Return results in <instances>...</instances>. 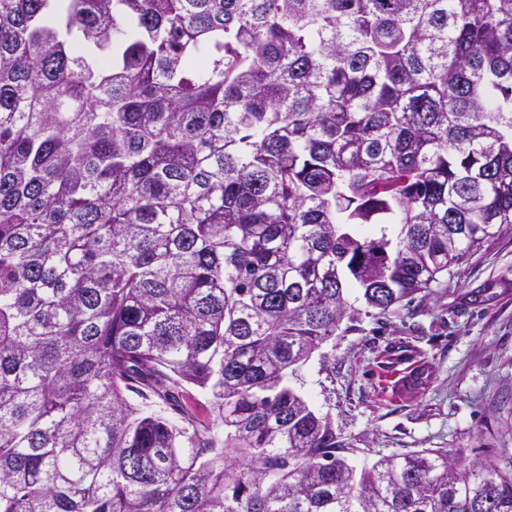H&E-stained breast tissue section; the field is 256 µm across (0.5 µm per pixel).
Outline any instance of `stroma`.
Here are the masks:
<instances>
[{
    "label": "stroma",
    "mask_w": 512,
    "mask_h": 512,
    "mask_svg": "<svg viewBox=\"0 0 512 512\" xmlns=\"http://www.w3.org/2000/svg\"><path fill=\"white\" fill-rule=\"evenodd\" d=\"M425 387H406L417 367ZM356 464L444 448L512 456V229L425 295L344 319L294 378Z\"/></svg>",
    "instance_id": "stroma-1"
}]
</instances>
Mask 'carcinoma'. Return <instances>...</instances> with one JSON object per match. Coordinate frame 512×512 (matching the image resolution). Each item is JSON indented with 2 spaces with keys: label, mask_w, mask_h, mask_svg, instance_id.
<instances>
[{
  "label": "carcinoma",
  "mask_w": 512,
  "mask_h": 512,
  "mask_svg": "<svg viewBox=\"0 0 512 512\" xmlns=\"http://www.w3.org/2000/svg\"><path fill=\"white\" fill-rule=\"evenodd\" d=\"M511 226L512 0H0V512H512L288 382Z\"/></svg>",
  "instance_id": "1"
}]
</instances>
